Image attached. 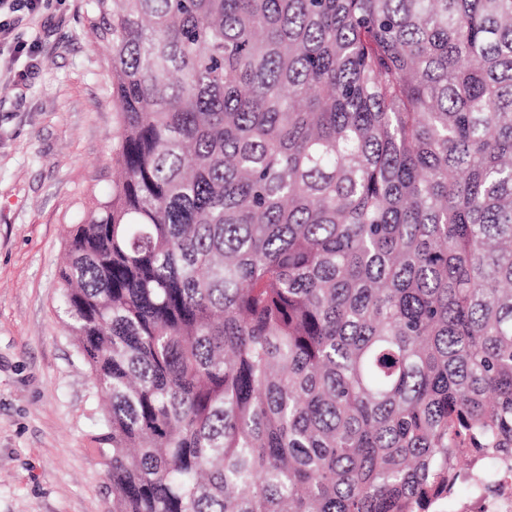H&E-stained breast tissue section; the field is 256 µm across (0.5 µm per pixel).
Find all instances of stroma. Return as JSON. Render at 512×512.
Here are the masks:
<instances>
[{
	"label": "stroma",
	"mask_w": 512,
	"mask_h": 512,
	"mask_svg": "<svg viewBox=\"0 0 512 512\" xmlns=\"http://www.w3.org/2000/svg\"><path fill=\"white\" fill-rule=\"evenodd\" d=\"M90 20L88 0L0 11V512H112L58 290L68 225L112 184V52Z\"/></svg>",
	"instance_id": "obj_1"
}]
</instances>
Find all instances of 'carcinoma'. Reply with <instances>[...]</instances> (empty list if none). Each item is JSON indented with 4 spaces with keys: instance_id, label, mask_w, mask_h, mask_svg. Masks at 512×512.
I'll return each mask as SVG.
<instances>
[{
    "instance_id": "cac0c4a2",
    "label": "carcinoma",
    "mask_w": 512,
    "mask_h": 512,
    "mask_svg": "<svg viewBox=\"0 0 512 512\" xmlns=\"http://www.w3.org/2000/svg\"><path fill=\"white\" fill-rule=\"evenodd\" d=\"M90 10L59 285L112 512H418L512 448V0Z\"/></svg>"
}]
</instances>
